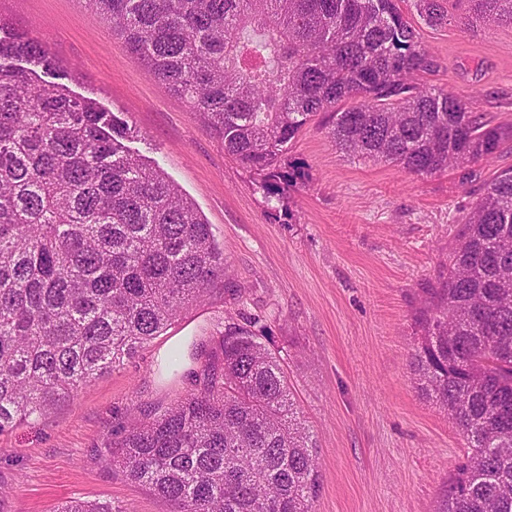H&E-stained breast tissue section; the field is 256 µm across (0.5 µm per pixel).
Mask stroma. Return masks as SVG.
I'll use <instances>...</instances> for the list:
<instances>
[{
	"label": "stroma",
	"mask_w": 512,
	"mask_h": 512,
	"mask_svg": "<svg viewBox=\"0 0 512 512\" xmlns=\"http://www.w3.org/2000/svg\"><path fill=\"white\" fill-rule=\"evenodd\" d=\"M0 20L44 42L72 96L125 120L127 148L159 165L195 203L224 250L236 287H216L134 358L0 435V512H57L80 498L117 512H171L103 456L140 410L194 390L191 374L162 379L155 354L183 332L221 335L231 317H257L295 403L316 437L314 512H436L465 452L452 420L421 397L408 362L413 316L448 264L483 180L512 167V149L414 176L342 153L317 124L289 155L307 180L266 195L181 98L138 63L82 0H0ZM439 68L420 83L512 125V23L422 26Z\"/></svg>",
	"instance_id": "stroma-1"
}]
</instances>
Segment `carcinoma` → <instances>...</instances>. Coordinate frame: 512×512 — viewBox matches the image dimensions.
Wrapping results in <instances>:
<instances>
[{
    "label": "carcinoma",
    "instance_id": "1",
    "mask_svg": "<svg viewBox=\"0 0 512 512\" xmlns=\"http://www.w3.org/2000/svg\"><path fill=\"white\" fill-rule=\"evenodd\" d=\"M85 2L269 194L305 179L287 154L315 120L349 155L417 176L455 166L466 183L469 164L512 145V126L415 83L438 62L401 0ZM467 3L414 8L429 26L512 22V0ZM37 67L57 62L0 21V434L133 357L227 277L211 225L124 150L121 119L35 83ZM426 294L409 368L466 445L437 512H512V168L484 183ZM258 322L226 325L195 392L110 444L107 463L175 512H312L316 443ZM59 512L114 510L75 499Z\"/></svg>",
    "mask_w": 512,
    "mask_h": 512
}]
</instances>
